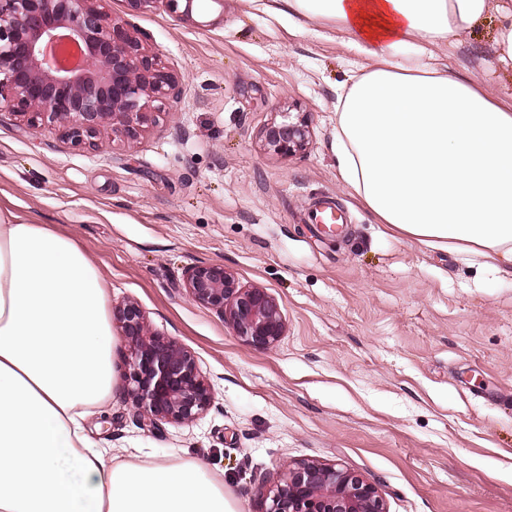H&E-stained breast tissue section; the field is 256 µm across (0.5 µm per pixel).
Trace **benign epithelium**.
I'll list each match as a JSON object with an SVG mask.
<instances>
[{
  "mask_svg": "<svg viewBox=\"0 0 512 512\" xmlns=\"http://www.w3.org/2000/svg\"><path fill=\"white\" fill-rule=\"evenodd\" d=\"M60 41L80 50L79 65L62 66L47 54ZM181 95L179 80L100 0H0V101L30 126L45 115L79 144L107 127L134 142L151 117L146 101ZM280 117L260 132L267 149L288 157L306 151L312 141L306 114L288 111ZM186 291L194 302L223 314L235 335L253 346L271 348L284 336L276 298L241 285L220 266L192 269ZM113 316L130 347L125 383L143 421L152 426L197 419L210 405L212 389L193 355L152 332L134 303L115 307ZM260 494L270 499L264 512H386L375 484L314 462L288 468L276 488Z\"/></svg>",
  "mask_w": 512,
  "mask_h": 512,
  "instance_id": "7a95c632",
  "label": "benign epithelium"
}]
</instances>
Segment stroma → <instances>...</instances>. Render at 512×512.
Returning <instances> with one entry per match:
<instances>
[{"label":"stroma","instance_id":"35a3bbf8","mask_svg":"<svg viewBox=\"0 0 512 512\" xmlns=\"http://www.w3.org/2000/svg\"><path fill=\"white\" fill-rule=\"evenodd\" d=\"M221 3L203 26L179 0H103L182 80L179 101L147 102L136 142L107 130L99 146L77 145L57 123L34 128L0 106V212L73 238L112 305H139L214 388L194 423L143 425L117 340L116 396L87 416L88 437L122 460L201 461L242 512H264L258 485L301 461L360 474L387 512H512V279L390 233L342 183L336 91L357 57L349 33ZM492 37L482 23L436 53L511 101ZM287 108L313 130L289 158L260 137ZM326 198L346 217L341 233L308 219ZM198 265L267 289L285 318L280 342L251 346L189 299Z\"/></svg>","mask_w":512,"mask_h":512}]
</instances>
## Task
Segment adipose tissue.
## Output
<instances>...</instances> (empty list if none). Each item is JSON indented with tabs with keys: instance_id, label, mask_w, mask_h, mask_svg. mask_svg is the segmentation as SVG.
Here are the masks:
<instances>
[{
	"instance_id": "ef3b65f1",
	"label": "adipose tissue",
	"mask_w": 512,
	"mask_h": 512,
	"mask_svg": "<svg viewBox=\"0 0 512 512\" xmlns=\"http://www.w3.org/2000/svg\"><path fill=\"white\" fill-rule=\"evenodd\" d=\"M330 21L363 58L338 97L344 183L401 237L512 275V103L448 72L456 45L497 15L512 72V0H274ZM110 290L70 238L0 219V512H239L198 461L117 462L81 421L116 389Z\"/></svg>"
}]
</instances>
